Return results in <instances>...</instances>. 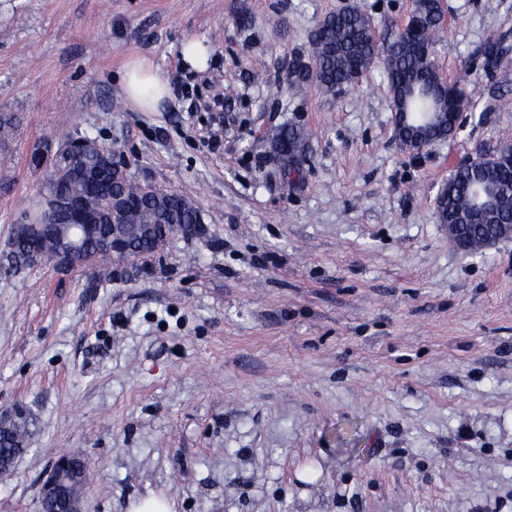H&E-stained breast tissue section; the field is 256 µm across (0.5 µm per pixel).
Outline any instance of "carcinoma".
I'll list each match as a JSON object with an SVG mask.
<instances>
[{"mask_svg": "<svg viewBox=\"0 0 512 512\" xmlns=\"http://www.w3.org/2000/svg\"><path fill=\"white\" fill-rule=\"evenodd\" d=\"M414 12L423 25L421 41L433 44L441 23L440 0H415ZM309 45L308 57L296 56L288 64L289 84L293 87L300 88L312 78L329 90L351 86L368 71L369 62L382 55L389 86L397 91L394 96L397 112H408L410 116L424 120L431 112L447 111L450 100L454 102L455 111L463 112L475 95L474 91L457 82L448 84V92L452 93L448 100L421 94L416 86L427 81L440 83L442 79L426 69L420 45L400 31L385 50H380L375 30L368 27L366 13L358 5L350 7L344 15L327 16L310 35ZM267 136L281 147L279 161L283 178L301 179L303 158L296 160L295 167H289L291 153L303 145L301 130L274 126L268 130ZM479 184L496 196V215L491 218L484 215L478 223L512 222V168L465 166L455 169L448 178V223L456 224L461 215L470 214L473 190ZM117 197L138 200L137 205L121 215L123 223L153 225L150 236L136 241L135 249L142 253L153 251L156 243H162L166 238L170 240L183 234L188 225L202 223L200 210L192 200L162 188L145 196L141 183L130 175L105 179L87 193L88 201L95 209L112 203ZM88 249L95 255L94 261L107 268L112 266V255L105 249L104 237L90 243ZM5 261L12 270L31 266L29 251L21 245L9 251ZM23 433L24 428L19 424L0 429V456L6 459L5 463H0V475L9 471L14 461L12 449L18 447Z\"/></svg>", "mask_w": 512, "mask_h": 512, "instance_id": "cac0c4a2", "label": "carcinoma"}]
</instances>
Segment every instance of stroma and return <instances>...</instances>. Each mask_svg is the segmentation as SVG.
<instances>
[{
  "label": "stroma",
  "instance_id": "1",
  "mask_svg": "<svg viewBox=\"0 0 512 512\" xmlns=\"http://www.w3.org/2000/svg\"><path fill=\"white\" fill-rule=\"evenodd\" d=\"M379 39L414 0H0V253L44 180L30 156L89 136L138 181L197 204L108 279L0 266V414L28 418L0 512H40L55 459L83 457L84 512L161 494L174 512H512V238L457 250L435 217L454 167L512 145V0H440V77L479 93L453 138L394 135L373 65L352 87H287L343 4ZM248 17L249 26L239 24ZM506 49L484 65L489 37ZM209 49L204 69L180 46ZM148 60L172 97L121 87ZM306 135L284 180L266 130ZM183 61L190 67L203 69L208 61V51L203 42L198 39H188L183 42L181 48ZM123 92L140 112H157L170 99V83L162 72L145 59H134L123 75Z\"/></svg>",
  "mask_w": 512,
  "mask_h": 512
}]
</instances>
